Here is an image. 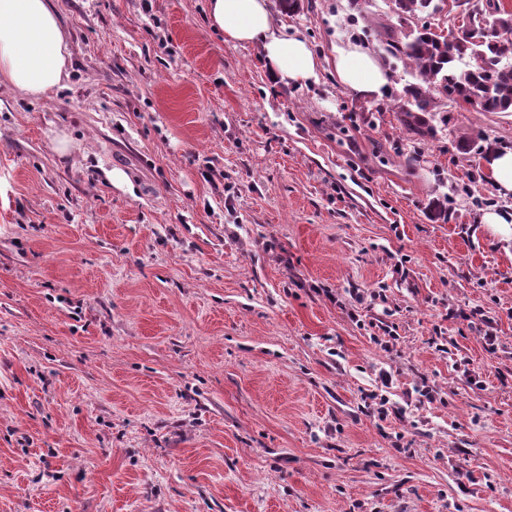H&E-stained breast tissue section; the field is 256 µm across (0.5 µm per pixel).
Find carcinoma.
<instances>
[{"label": "carcinoma", "mask_w": 512, "mask_h": 512, "mask_svg": "<svg viewBox=\"0 0 512 512\" xmlns=\"http://www.w3.org/2000/svg\"><path fill=\"white\" fill-rule=\"evenodd\" d=\"M398 23L379 24L384 50L407 62L414 81L406 84L395 113L402 130L419 142L436 136L433 121L447 102L481 112L512 109V20L485 32L470 0H456L465 20L455 30L444 31L430 22L431 0H392ZM413 24L405 32L403 21Z\"/></svg>", "instance_id": "obj_1"}]
</instances>
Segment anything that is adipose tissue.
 Instances as JSON below:
<instances>
[{
    "mask_svg": "<svg viewBox=\"0 0 512 512\" xmlns=\"http://www.w3.org/2000/svg\"><path fill=\"white\" fill-rule=\"evenodd\" d=\"M210 26L233 44H257L277 82L300 85L317 60L301 38L276 30L270 0H209ZM67 33L51 0H0V81L25 96H40L68 76ZM337 82L359 96L382 99L390 86L378 57L360 48L337 49Z\"/></svg>",
    "mask_w": 512,
    "mask_h": 512,
    "instance_id": "1",
    "label": "adipose tissue"
}]
</instances>
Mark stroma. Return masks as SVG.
Wrapping results in <instances>:
<instances>
[{"instance_id":"35a3bbf8","label":"stroma","mask_w":512,"mask_h":512,"mask_svg":"<svg viewBox=\"0 0 512 512\" xmlns=\"http://www.w3.org/2000/svg\"><path fill=\"white\" fill-rule=\"evenodd\" d=\"M53 4L69 79L0 85V512H512V225L481 221L512 112L411 140L385 0L275 12L300 86L207 0ZM332 67L337 82L358 96L373 100L383 98L390 80L378 57L360 48H336Z\"/></svg>"}]
</instances>
